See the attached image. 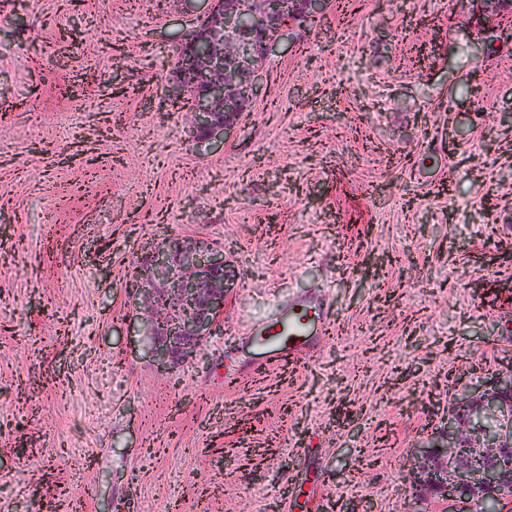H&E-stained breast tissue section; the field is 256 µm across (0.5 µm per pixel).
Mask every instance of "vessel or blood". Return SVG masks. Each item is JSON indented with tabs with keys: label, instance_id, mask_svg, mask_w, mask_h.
<instances>
[{
	"label": "vessel or blood",
	"instance_id": "b4317fda",
	"mask_svg": "<svg viewBox=\"0 0 512 512\" xmlns=\"http://www.w3.org/2000/svg\"><path fill=\"white\" fill-rule=\"evenodd\" d=\"M322 318L320 304L284 298L271 317L250 324L244 338L263 350L266 365L297 362L312 354L328 336Z\"/></svg>",
	"mask_w": 512,
	"mask_h": 512
}]
</instances>
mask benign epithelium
Wrapping results in <instances>:
<instances>
[{
	"mask_svg": "<svg viewBox=\"0 0 512 512\" xmlns=\"http://www.w3.org/2000/svg\"><path fill=\"white\" fill-rule=\"evenodd\" d=\"M209 2L191 38L205 52L185 48L183 61L194 78L177 79L179 89L193 94L189 134L201 142L225 134L239 120L245 110L237 95L240 87L257 95L250 73L271 42L267 32L281 30L292 16L313 18L322 6V0H266L255 13L260 39L237 47L238 69L226 76L225 34L240 26L241 11L227 0ZM481 2L488 22L512 6V0ZM230 286L231 269L222 246L162 242L140 257L127 292L133 309L145 311L158 370L170 374L197 359L224 313ZM478 388L452 400L445 427L413 457V503L448 499L471 504L491 496L498 502L512 497V482L503 480L505 471H512V370L483 378Z\"/></svg>",
	"mask_w": 512,
	"mask_h": 512,
	"instance_id": "obj_1",
	"label": "benign epithelium"
}]
</instances>
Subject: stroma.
I'll return each mask as SVG.
<instances>
[{
  "instance_id": "obj_1",
  "label": "stroma",
  "mask_w": 512,
  "mask_h": 512,
  "mask_svg": "<svg viewBox=\"0 0 512 512\" xmlns=\"http://www.w3.org/2000/svg\"><path fill=\"white\" fill-rule=\"evenodd\" d=\"M345 3L205 146L158 107L208 0H0V512H411L412 449L512 367V10ZM173 239L236 278L164 375L125 285ZM292 292L333 333L260 368L242 333Z\"/></svg>"
}]
</instances>
